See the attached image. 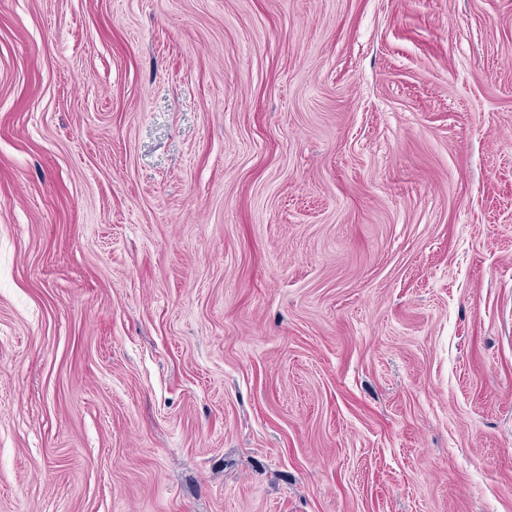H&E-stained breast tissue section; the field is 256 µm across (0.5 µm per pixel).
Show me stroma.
Instances as JSON below:
<instances>
[{"mask_svg": "<svg viewBox=\"0 0 512 512\" xmlns=\"http://www.w3.org/2000/svg\"><path fill=\"white\" fill-rule=\"evenodd\" d=\"M0 512H512V0H0Z\"/></svg>", "mask_w": 512, "mask_h": 512, "instance_id": "stroma-1", "label": "stroma"}]
</instances>
